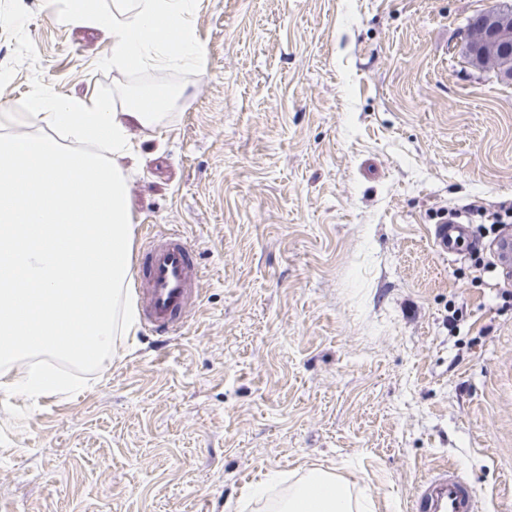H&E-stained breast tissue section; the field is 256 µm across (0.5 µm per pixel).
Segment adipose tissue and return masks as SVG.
<instances>
[{
  "label": "adipose tissue",
  "mask_w": 512,
  "mask_h": 512,
  "mask_svg": "<svg viewBox=\"0 0 512 512\" xmlns=\"http://www.w3.org/2000/svg\"><path fill=\"white\" fill-rule=\"evenodd\" d=\"M194 0H70L80 25L112 36L127 70L198 69ZM161 104L141 90L119 106L36 91L23 120L0 134V391L38 401L76 387L53 368L115 357L136 324L128 297L133 225L123 164L132 127L156 123ZM345 477L308 471L267 512H369Z\"/></svg>",
  "instance_id": "1"
}]
</instances>
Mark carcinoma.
<instances>
[{
	"instance_id": "carcinoma-1",
	"label": "carcinoma",
	"mask_w": 512,
	"mask_h": 512,
	"mask_svg": "<svg viewBox=\"0 0 512 512\" xmlns=\"http://www.w3.org/2000/svg\"><path fill=\"white\" fill-rule=\"evenodd\" d=\"M464 54L471 65L491 70L503 81H512V3L503 0L470 18Z\"/></svg>"
}]
</instances>
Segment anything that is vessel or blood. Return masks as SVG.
I'll return each mask as SVG.
<instances>
[{
  "label": "vessel or blood",
  "instance_id": "vessel-or-blood-1",
  "mask_svg": "<svg viewBox=\"0 0 512 512\" xmlns=\"http://www.w3.org/2000/svg\"><path fill=\"white\" fill-rule=\"evenodd\" d=\"M438 242L449 254L467 251L473 240L469 225H441ZM497 267L512 275V232L489 246ZM140 271L136 295L146 325L162 335L178 334L189 322L198 300L204 270L186 236L177 229L152 233L137 254ZM412 512H482V499L469 476L456 465L426 471L416 485Z\"/></svg>",
  "mask_w": 512,
  "mask_h": 512
}]
</instances>
